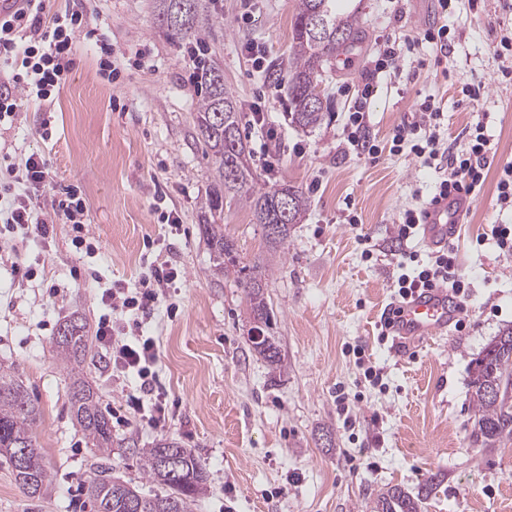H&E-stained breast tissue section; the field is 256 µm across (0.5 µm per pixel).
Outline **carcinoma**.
I'll list each match as a JSON object with an SVG mask.
<instances>
[{
    "label": "carcinoma",
    "instance_id": "cac0c4a2",
    "mask_svg": "<svg viewBox=\"0 0 512 512\" xmlns=\"http://www.w3.org/2000/svg\"><path fill=\"white\" fill-rule=\"evenodd\" d=\"M335 0H299L291 23V48L294 61L288 74L290 123L312 130L330 117L328 107L316 102L312 93L323 82L325 68L338 55L357 47L360 23L356 14L336 12ZM205 0H157L159 26L177 39L194 36L203 39ZM321 14L327 25L313 35L305 21ZM198 79L204 90L195 117L197 137L213 159L210 189L202 203L204 215L200 230L213 255L216 269L232 275L243 285L252 318L269 326L270 312L265 296L267 274L258 266L242 265L234 255L233 243L224 235L217 218L225 202L249 207L254 220L263 224L270 208L281 195L293 197L288 223L274 237H266L273 247L288 241L291 225L301 222L308 210V199L299 188L288 183L270 187L258 182L250 165V153L242 140L238 106L224 87V71L203 64ZM86 324L74 316L60 325L55 338L56 356L65 363L76 362L88 350ZM253 351L270 366L282 367L275 338L266 336L252 344ZM472 415L470 441L477 448H504L512 442V328L494 337L471 366ZM71 411L83 434L101 455L112 451V426L102 411L93 388L78 380L70 397ZM39 410L23 384L11 371L0 366V456L10 465L15 480L30 497H40L52 476L35 448L32 426ZM173 449L179 459L175 469L163 465V454ZM142 468L159 492L144 495L134 486L109 474V468L96 466L90 480L93 512H193L199 496L207 491V477L199 459L178 442L162 438L141 449ZM438 475L430 477L418 498L399 486L377 495L373 512H419V500L427 498L437 485Z\"/></svg>",
    "mask_w": 512,
    "mask_h": 512
}]
</instances>
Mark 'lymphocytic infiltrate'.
<instances>
[{
    "mask_svg": "<svg viewBox=\"0 0 512 512\" xmlns=\"http://www.w3.org/2000/svg\"><path fill=\"white\" fill-rule=\"evenodd\" d=\"M441 20L417 35L390 36L362 75L358 102L350 112L344 130L346 144L356 152L377 157L380 149L371 138L367 122V104L375 96L380 77H404L407 55L419 43L435 45L440 54L435 65H442L453 51L448 35L457 23L453 0H438ZM46 0H10L0 11V67L9 69L7 82L0 84V123L14 119L25 101L36 98L53 101L70 79L73 66V42L83 37L97 48H106V38L90 13L84 8L68 9L45 22ZM443 112L433 97H424L418 108L393 131L390 150L409 152L420 166L438 170L440 178L430 195V202L454 194L476 198L489 172L492 153L484 123H476L467 132L461 150L446 153L440 138ZM0 202L5 211L0 221L11 229H23L42 240L51 239L58 222L71 224L75 236L72 245L82 249L87 243L88 227L85 206L74 190L60 188L50 176L47 159L29 154L23 167H15L10 154H0ZM425 206L401 212L390 237L391 255L400 270L392 306L384 310L379 335L388 338L397 306L419 291L445 287L459 302H467L469 282L461 270L453 247L442 246L421 257L412 243L422 232ZM181 275L169 262L150 263L137 284L113 282L104 291L101 302L107 308L100 316L96 339L115 370L135 372L141 380L138 392L129 400L152 427L165 420V407L155 394L149 379L156 361L154 341L145 336L141 320L149 316L159 289L169 287Z\"/></svg>",
    "mask_w": 512,
    "mask_h": 512,
    "instance_id": "obj_1",
    "label": "lymphocytic infiltrate"
}]
</instances>
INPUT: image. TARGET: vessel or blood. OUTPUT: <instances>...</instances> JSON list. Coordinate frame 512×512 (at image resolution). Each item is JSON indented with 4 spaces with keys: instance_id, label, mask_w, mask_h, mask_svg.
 <instances>
[{
    "instance_id": "b4317fda",
    "label": "vessel or blood",
    "mask_w": 512,
    "mask_h": 512,
    "mask_svg": "<svg viewBox=\"0 0 512 512\" xmlns=\"http://www.w3.org/2000/svg\"><path fill=\"white\" fill-rule=\"evenodd\" d=\"M465 205V197L452 195L431 205L424 217L425 243L432 247L448 245L458 232V217ZM460 313L458 301L447 289L432 288L402 304L394 330L405 338L428 339L447 330Z\"/></svg>"
}]
</instances>
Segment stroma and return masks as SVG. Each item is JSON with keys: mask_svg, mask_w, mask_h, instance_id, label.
<instances>
[{"mask_svg": "<svg viewBox=\"0 0 512 512\" xmlns=\"http://www.w3.org/2000/svg\"><path fill=\"white\" fill-rule=\"evenodd\" d=\"M155 3L83 0L109 39L119 82L104 79L98 50L76 40L71 77L52 105L29 102L13 124L0 126V147L14 161L45 155L54 183L84 200L94 247L93 254L77 253L71 226L59 224L48 242L16 232L0 253V363L40 411L35 446L52 475L44 494L32 498L0 460V512H90L82 489L96 457L69 403L78 376L95 388L111 422L114 476L152 493L138 451L163 436L201 459L207 490L194 512H372L381 491L396 485L414 493L435 473L444 481L422 512H512V447L475 448L468 439L471 364L512 326V256L490 238L492 225L512 223L496 190L500 167L512 162V81L499 80L502 62L494 53L512 22V0H478L474 7L457 0L447 75L428 65L405 87L381 80L368 105L382 149L374 160L341 149V120L384 35H412L433 23L437 0H336L338 12L358 13L361 42L334 61L324 84L332 118L310 133L288 120L285 77L298 0H264L246 23L239 0L212 6L205 59L223 70L239 102L252 167L263 182L298 186L310 202L286 246L273 251L249 208L224 206V234L238 260L260 259L272 270L265 294L284 364L279 371L253 353L245 290L215 272L200 231L212 161L196 138L194 65L186 44L160 29ZM251 44L264 49L279 82L253 72ZM465 83L487 88L495 150L453 241L470 282L466 326L426 341L382 342L379 321L399 272L387 253L363 257L357 237L387 242L399 214L426 199L439 179L411 157L391 154L390 134L419 95H430L444 113L442 142L460 149L465 129L479 118L457 104ZM255 102L277 133L272 142L250 123ZM267 146L278 158L271 172L263 167ZM170 210L180 223L163 222ZM349 214L355 224L346 223ZM150 258L176 261L183 271L143 322L156 343L154 378L166 401L158 428L125 401L138 379L113 371L94 348L71 372L54 348L62 323L78 315L95 327L103 291L117 280L138 281ZM15 263L32 268L33 277L14 281ZM359 349L364 358H356ZM368 365L382 367L381 384L365 380Z\"/></svg>", "mask_w": 512, "mask_h": 512, "instance_id": "1", "label": "stroma"}]
</instances>
